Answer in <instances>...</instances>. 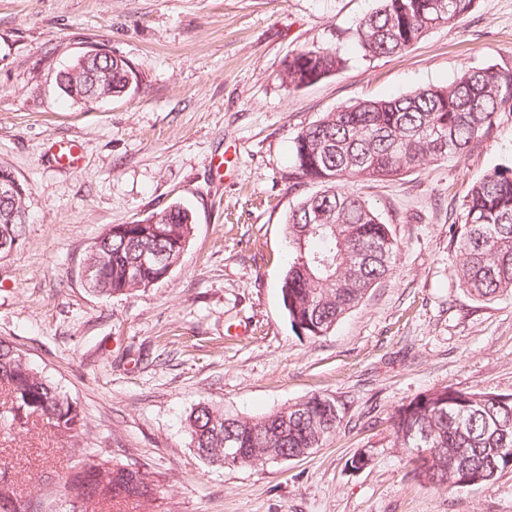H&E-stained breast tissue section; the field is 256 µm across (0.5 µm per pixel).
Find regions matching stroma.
Listing matches in <instances>:
<instances>
[{
  "instance_id": "35a3bbf8",
  "label": "stroma",
  "mask_w": 512,
  "mask_h": 512,
  "mask_svg": "<svg viewBox=\"0 0 512 512\" xmlns=\"http://www.w3.org/2000/svg\"><path fill=\"white\" fill-rule=\"evenodd\" d=\"M376 0H0V166L32 189L21 245L0 258V340L75 401L72 437L38 420L0 431L23 495L55 506L46 478L87 459L137 465L163 512H512V473L437 490L414 480L391 418L450 387L512 394V296L473 299L452 267L449 227L471 184L512 168V116L459 157L360 187L402 245L391 275L326 336L299 338L280 280L292 252L285 218L317 190L291 179L292 140L338 106L445 85L468 67H512V0H476L457 25L408 51L362 56L350 33ZM100 45L128 60L131 92L64 100L57 71ZM333 47L344 69L288 91V53ZM83 162L57 167L55 143ZM226 153L223 179L208 162ZM196 224L162 282L128 296L81 278L108 226L171 202ZM314 394L345 406L316 453L263 465L211 464L186 418L206 403L259 418ZM371 457L350 471L354 454Z\"/></svg>"
}]
</instances>
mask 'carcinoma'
Wrapping results in <instances>:
<instances>
[{"label": "carcinoma", "mask_w": 512, "mask_h": 512, "mask_svg": "<svg viewBox=\"0 0 512 512\" xmlns=\"http://www.w3.org/2000/svg\"><path fill=\"white\" fill-rule=\"evenodd\" d=\"M360 17L353 35L364 56L401 54L433 29L452 25L468 14L476 0H378ZM346 60L334 48H301L284 60L279 79L288 90L316 84L336 74ZM109 73L90 68L65 69L56 79L67 97H94L103 89L122 94L138 85L139 74L128 62L108 64ZM512 114V70L488 65L471 67L446 86L418 88L390 99H364L337 107L302 128L293 138L292 175L321 185L301 199L286 220L292 259L281 279V295L292 329L315 340L326 335L355 308L377 280L391 274L401 246L357 191L349 185L392 180L431 162L460 156L480 145L504 114ZM14 208L0 202V227L12 225L22 238L23 224ZM320 212L322 221L308 216ZM157 223H151L152 219ZM192 213L173 203L145 218L143 224H114L99 236L85 259L97 266L87 280L92 292L126 296L165 279L179 263L193 232ZM455 271L467 293L478 301L512 295V169L497 168L470 186L462 224L452 227ZM162 262L142 263L144 254ZM0 389L10 406L0 413V428H14L34 416L58 432L73 435L84 426L78 405L36 371L25 352L0 341ZM343 419L341 404L324 394L306 399L302 415L278 430L277 413L247 419L200 404L187 417L191 443L210 463L235 465L222 448L242 455L265 448L307 447L315 434H334ZM400 448H427L432 459L414 461V477L436 488L462 487L461 474L490 466L496 476L512 472V395L490 390H433L400 408L394 416ZM56 495H77L91 512L108 502L135 510L159 500L157 485L140 469L110 459L74 466L53 478ZM23 498L21 512H43L42 502L22 497L15 485L0 500Z\"/></svg>", "instance_id": "cac0c4a2"}]
</instances>
